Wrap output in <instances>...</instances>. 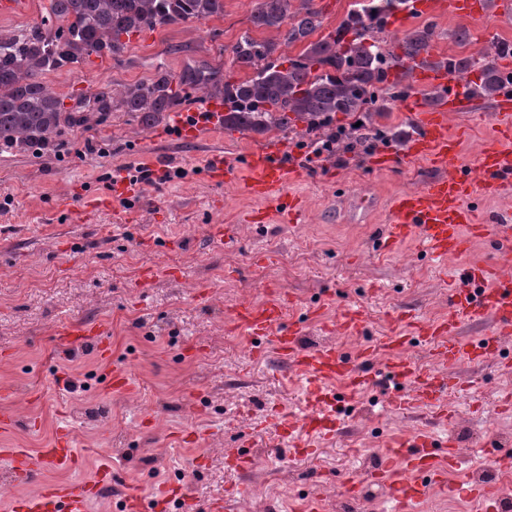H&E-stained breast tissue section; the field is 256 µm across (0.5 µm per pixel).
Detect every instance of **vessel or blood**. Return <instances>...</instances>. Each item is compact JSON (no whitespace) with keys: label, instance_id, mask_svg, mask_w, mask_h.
Returning <instances> with one entry per match:
<instances>
[{"label":"vessel or blood","instance_id":"obj_1","mask_svg":"<svg viewBox=\"0 0 512 512\" xmlns=\"http://www.w3.org/2000/svg\"><path fill=\"white\" fill-rule=\"evenodd\" d=\"M491 6L503 22L512 23V0H412L411 13L433 18L451 15L476 21ZM412 75L417 85L441 87L443 95L430 105L408 103L416 132L404 155L429 161L440 174L422 187L394 198L390 222L383 225L378 236V249L391 254L403 242L411 240L440 268L450 269L453 286L448 292V311L435 319L418 316L410 310L398 312L396 318L407 327V334L383 337L376 345L363 347L350 357L330 343L302 345L305 328L284 323L286 301L280 295H272L261 304L239 305L233 313L234 322L248 329L261 348L272 350L306 380L303 395L306 414L300 418L280 413L274 416V425L281 430L288 452L294 457L313 455L314 439L339 437L340 422L334 415L335 394L329 387L332 381L344 382L353 392L379 388L390 409L429 410L441 415L449 426L453 417L446 396L457 385L452 374L457 365L464 361L474 365L496 361L504 368H512V359L501 355L504 342L512 340V275L487 261L466 265L459 262L478 241L504 251L512 249V210L489 213L469 203L473 195L492 200L512 187V86L495 96L493 137L476 153L472 164L461 165L457 159L463 139L449 130L448 115L475 111L476 100L462 94L458 80L445 67L418 63ZM175 127L180 137L187 140L198 139L205 132L223 131V99L211 97L203 109L176 113ZM208 159L205 178L216 187L234 182L242 171L251 173L247 190L262 206L246 213L245 222H266L265 207L269 204L279 206L287 215H300L301 201L288 192L287 185L299 179L302 172L289 162L282 147L270 145L249 152L238 163L225 157L223 150L215 149L210 151ZM106 206V198L96 196L78 204L66 198L58 201L59 210L76 220L92 217ZM366 323L363 310L350 309L337 322L324 325L323 331L330 335L338 331L361 335ZM465 324L481 326L482 336L470 342L461 341L459 331ZM412 339L429 345L435 369L420 370L415 360L405 355L404 349ZM55 343L64 351L91 349L101 354L106 350L103 333L93 321L60 327L55 333ZM381 352L387 356L382 363L377 360ZM477 454L486 468L512 469V448L501 447L496 441L486 442ZM466 458L461 450L440 447L432 434L404 432L390 439L376 467L351 476L343 492L350 497L357 496L362 482L372 480L387 491L382 512H424L429 489L448 492L449 472L460 468ZM79 463L74 437L67 430L58 432L49 446L35 455L25 448H0V470L18 484L28 483L37 471L71 469ZM112 480V469L105 466L100 468L93 485L45 484L35 495L12 500L11 509L12 512H88L93 495L111 488ZM462 492L477 503L478 512H500V499L491 481L469 479ZM250 494V488L242 485L230 496L213 499L203 507L186 490L175 491L167 485L160 487L156 496L160 499L175 496L180 512H239Z\"/></svg>","mask_w":512,"mask_h":512}]
</instances>
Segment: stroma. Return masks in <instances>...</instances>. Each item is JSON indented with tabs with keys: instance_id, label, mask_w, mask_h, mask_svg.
I'll list each match as a JSON object with an SVG mask.
<instances>
[{
	"instance_id": "obj_1",
	"label": "stroma",
	"mask_w": 512,
	"mask_h": 512,
	"mask_svg": "<svg viewBox=\"0 0 512 512\" xmlns=\"http://www.w3.org/2000/svg\"><path fill=\"white\" fill-rule=\"evenodd\" d=\"M257 5L224 0L223 16L143 32L119 59L93 55L48 74L46 81L71 107L102 85L120 91L148 82L159 65L177 74L186 65L206 63L241 79L242 71L230 68L227 48L248 30L264 37L249 22ZM462 26L471 33L473 54L496 38L512 42V27L491 8L478 21H436L431 56L457 53L453 33ZM172 122L168 113L144 127L127 113L113 112L67 129L39 150L0 148V386L15 388L21 419L0 444L35 451L66 426L82 457L74 469L0 490V508L35 492L44 480L92 481L106 464L116 487L93 500L89 512H121L120 497L129 487L148 493L180 483L204 504L244 482L256 493L246 512H292L317 483L330 488L374 465L372 449L423 426L420 418L383 411L381 391L368 389L336 405L346 432L359 436L356 447L340 439L321 446L310 462L285 455L271 415L295 409L301 380L284 373L274 353H258L256 340L232 314L239 304L260 303L271 290L281 291L288 298L286 321L311 323L303 338L307 345L323 341L322 322L338 320L351 307L366 310L371 344L397 332L394 312L400 306L439 316L448 307V274L417 243L392 255L375 246L392 199L423 186L436 168L402 155L395 142L344 148L309 167L307 147L292 135L207 133L193 142L174 137ZM448 123L464 139L463 163L493 135L487 109L452 113ZM273 142L303 168V179L290 186L305 201L303 221L290 224L274 213L262 227L242 223V213L257 202L244 183H207V153L220 147L236 159ZM382 149L401 155L392 171H377L370 163ZM151 163L155 178L143 182L129 205L113 201L110 212L84 224L70 223L53 207L63 196L79 201L106 194L111 177L124 167ZM125 207L134 220L115 225L113 212ZM213 224L223 225V242L210 238ZM264 250L274 253L273 262L261 259ZM148 266L162 273L145 283L140 274ZM83 320L101 326L106 355L57 348L55 330ZM335 342L348 355L366 343L342 335ZM120 368L133 379L130 392H113L109 384ZM455 373L463 382L482 377L488 390L476 411L464 394L449 395L448 409L460 424L449 433L438 430L439 439L475 448L486 439L491 419L512 426V410H500L496 391L507 377L492 366L467 363ZM188 428L198 441H180ZM228 448L251 456L252 471L228 469ZM196 457L202 466L189 472L187 464Z\"/></svg>"
}]
</instances>
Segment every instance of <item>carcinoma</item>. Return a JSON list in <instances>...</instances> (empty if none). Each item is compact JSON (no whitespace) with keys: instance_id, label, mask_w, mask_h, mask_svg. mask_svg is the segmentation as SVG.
Masks as SVG:
<instances>
[{"instance_id":"1","label":"carcinoma","mask_w":512,"mask_h":512,"mask_svg":"<svg viewBox=\"0 0 512 512\" xmlns=\"http://www.w3.org/2000/svg\"><path fill=\"white\" fill-rule=\"evenodd\" d=\"M299 2L294 10L292 0H259L251 17L254 27L278 33L283 44H304L294 57L279 53L280 43L246 32L231 47V64L248 71L242 80L204 65H188L178 75L159 66L149 83L119 93L101 86L68 109L42 76L92 54L116 58L144 30L222 15L224 0H49L41 23L25 33L0 34V147L38 150L64 129L117 111L148 126L177 111L190 89L223 95L224 128L231 131L316 133L349 149L411 137L408 130L380 127L373 115L385 98L408 95L411 65L429 55L434 25L398 37L390 34V18L409 10L410 0H355L333 32L312 41L322 18L314 0ZM511 56L512 43L493 40L476 58L457 54L446 62L467 96L486 98L500 88L498 61ZM339 114L353 121L337 128Z\"/></svg>"}]
</instances>
